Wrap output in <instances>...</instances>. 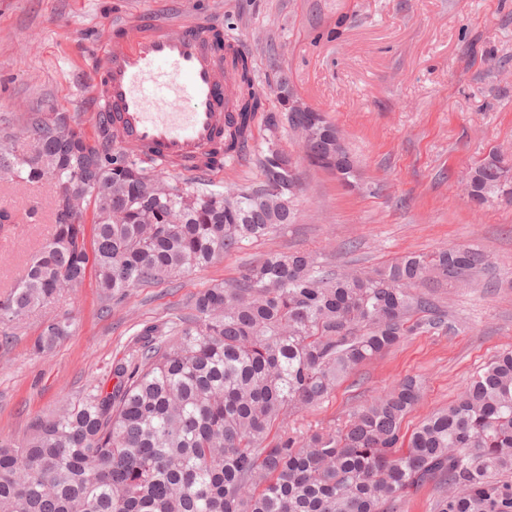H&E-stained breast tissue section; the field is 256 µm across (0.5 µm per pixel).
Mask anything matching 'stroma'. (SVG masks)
<instances>
[{"label": "stroma", "mask_w": 512, "mask_h": 512, "mask_svg": "<svg viewBox=\"0 0 512 512\" xmlns=\"http://www.w3.org/2000/svg\"><path fill=\"white\" fill-rule=\"evenodd\" d=\"M186 12L219 27L251 57L255 84L280 112L278 79L294 99L336 125L355 160L353 187L309 165L298 132L275 137L295 161L301 189L293 223L264 240L170 281L105 298L94 274L50 307L0 325V442H18L36 417L65 397L103 384L131 352L143 323L187 318L194 296L268 253L307 251L338 268L372 271L411 252L459 245L482 251L486 269L452 288L429 280L445 325L407 337L361 365L321 405L275 426L306 432L342 427L372 397L407 376L421 400L402 424L411 434L447 407L466 382L512 350V205L473 202L463 181L490 151L512 159V0H0V131L26 147L31 113L64 112L96 137L91 83L105 65L117 17ZM268 133L256 125L240 163L205 178L224 191L258 184ZM52 183L0 184V294L50 232ZM37 217H30V207ZM71 319L70 336L48 354L32 352L44 321Z\"/></svg>", "instance_id": "1"}]
</instances>
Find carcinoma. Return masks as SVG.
I'll return each mask as SVG.
<instances>
[{"instance_id": "1", "label": "carcinoma", "mask_w": 512, "mask_h": 512, "mask_svg": "<svg viewBox=\"0 0 512 512\" xmlns=\"http://www.w3.org/2000/svg\"><path fill=\"white\" fill-rule=\"evenodd\" d=\"M237 82L235 109L213 163L241 153L267 112L251 58L213 32ZM310 164L355 177L336 126L321 112H297ZM33 151L0 137V161L25 184L54 182L52 234L24 273L0 295V319L19 322L93 271L97 287L119 300L132 288L206 267L244 242L294 221L300 181L263 151L262 181L229 193L175 183L156 196L158 173L136 154L112 168L111 126L92 143L65 112L35 113ZM76 181L92 209L85 219L65 194ZM512 168L492 151L466 184L478 202L509 194ZM485 254L470 247L411 253L368 273L327 268L309 252L271 253L229 285L194 297L180 325L147 324L129 357L112 365L111 391L94 387L36 418L19 444L0 445V512H396L409 494L431 485L432 512H512V351L474 375L447 409L404 438L402 423L421 386L406 377L356 410L339 429L268 441L274 424L322 403L344 377L404 337L444 323L435 299L416 292L423 277L454 283L481 273ZM71 324L44 326L32 349L43 355L70 335Z\"/></svg>"}]
</instances>
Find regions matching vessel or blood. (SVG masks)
Listing matches in <instances>:
<instances>
[{
    "mask_svg": "<svg viewBox=\"0 0 512 512\" xmlns=\"http://www.w3.org/2000/svg\"><path fill=\"white\" fill-rule=\"evenodd\" d=\"M212 28L188 14L122 21L105 46L107 66L91 88L97 121L159 168L181 162L206 173L208 152L233 109V74L212 48Z\"/></svg>",
    "mask_w": 512,
    "mask_h": 512,
    "instance_id": "1",
    "label": "vessel or blood"
}]
</instances>
